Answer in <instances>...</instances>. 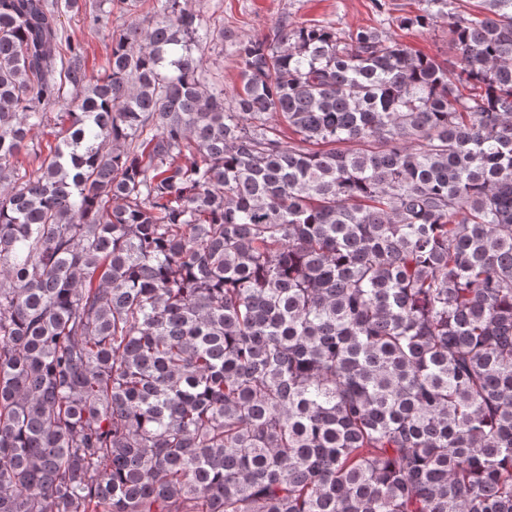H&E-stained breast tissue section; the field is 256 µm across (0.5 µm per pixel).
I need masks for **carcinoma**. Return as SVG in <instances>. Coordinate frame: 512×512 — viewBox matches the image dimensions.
I'll return each instance as SVG.
<instances>
[{"mask_svg":"<svg viewBox=\"0 0 512 512\" xmlns=\"http://www.w3.org/2000/svg\"><path fill=\"white\" fill-rule=\"evenodd\" d=\"M278 25L0 0V512H512V0ZM56 116L63 139L15 165ZM187 7L200 15L211 28L224 24V45L220 39L203 44L196 51L210 77H220L224 91L239 84V64L233 52L239 43L260 37L276 24L290 28L321 24L348 30L357 27L385 28L399 41L438 60L454 53L448 42V20L421 29L400 26V20L418 12V0H185ZM61 22L65 36L84 43L87 49L86 64L89 72L103 73L107 69L111 53L109 30L89 31L84 22V10L63 14Z\"/></svg>","mask_w":512,"mask_h":512,"instance_id":"obj_1","label":"carcinoma"}]
</instances>
